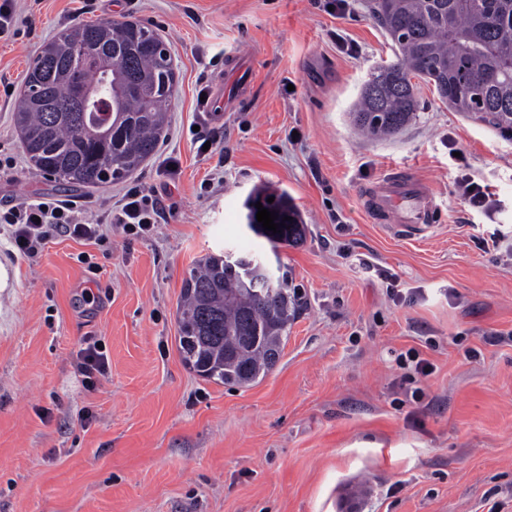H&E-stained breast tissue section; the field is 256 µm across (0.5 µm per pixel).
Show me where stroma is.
<instances>
[{"label":"stroma","mask_w":512,"mask_h":512,"mask_svg":"<svg viewBox=\"0 0 512 512\" xmlns=\"http://www.w3.org/2000/svg\"><path fill=\"white\" fill-rule=\"evenodd\" d=\"M370 6L22 0L18 38L0 41V155L16 162L0 208L54 195L97 224L123 188L66 189L29 168L13 107L57 32L141 21L177 83L169 135L132 177L160 201L151 234L59 235L27 258L0 233V512H348L353 495L358 512H512V138L422 80L403 130L360 136L350 111L394 57ZM197 125L217 141L204 157ZM393 168L434 194L425 237L390 234L362 207ZM465 176L486 187V211L464 200ZM264 185L291 196L298 244L274 250L248 229L243 202ZM226 249L280 267L302 302L278 363L247 389L196 375L176 347L184 278ZM93 343L107 363L89 384L77 362ZM411 355L431 374L405 379Z\"/></svg>","instance_id":"1"}]
</instances>
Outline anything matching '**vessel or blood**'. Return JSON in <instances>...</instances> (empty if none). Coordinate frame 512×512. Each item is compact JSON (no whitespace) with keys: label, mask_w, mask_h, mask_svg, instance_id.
Here are the masks:
<instances>
[{"label":"vessel or blood","mask_w":512,"mask_h":512,"mask_svg":"<svg viewBox=\"0 0 512 512\" xmlns=\"http://www.w3.org/2000/svg\"><path fill=\"white\" fill-rule=\"evenodd\" d=\"M362 201L370 219L391 232L427 231L436 209L429 187L407 170L381 176L363 192Z\"/></svg>","instance_id":"obj_1"}]
</instances>
